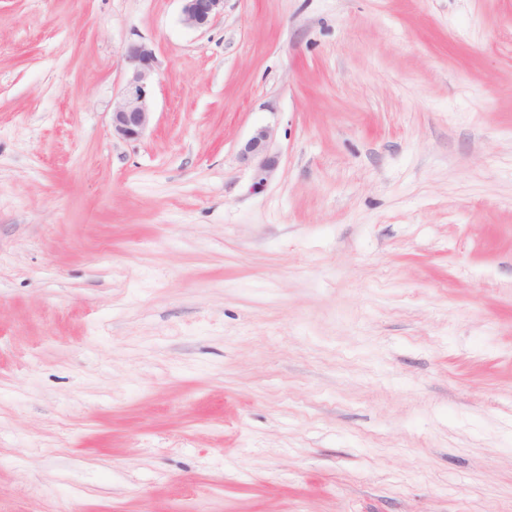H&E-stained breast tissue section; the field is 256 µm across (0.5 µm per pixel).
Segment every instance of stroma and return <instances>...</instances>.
Returning a JSON list of instances; mask_svg holds the SVG:
<instances>
[{
  "instance_id": "35a3bbf8",
  "label": "stroma",
  "mask_w": 512,
  "mask_h": 512,
  "mask_svg": "<svg viewBox=\"0 0 512 512\" xmlns=\"http://www.w3.org/2000/svg\"><path fill=\"white\" fill-rule=\"evenodd\" d=\"M180 16L0 0V512H512V0ZM122 59L127 73L121 95L112 105V135L135 141L153 121L151 90L157 76L155 51L144 41L129 40L122 48ZM273 131L270 127L254 130L240 150V159L255 167L259 183L264 182L278 166V159L269 152Z\"/></svg>"
}]
</instances>
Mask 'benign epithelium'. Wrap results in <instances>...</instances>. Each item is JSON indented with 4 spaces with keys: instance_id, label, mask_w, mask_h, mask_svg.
<instances>
[{
    "instance_id": "7a95c632",
    "label": "benign epithelium",
    "mask_w": 512,
    "mask_h": 512,
    "mask_svg": "<svg viewBox=\"0 0 512 512\" xmlns=\"http://www.w3.org/2000/svg\"><path fill=\"white\" fill-rule=\"evenodd\" d=\"M181 22L192 29L207 26L224 12L225 0H181ZM122 59L127 73L124 88L112 105V136L135 141L151 126L153 112L151 90L156 80L154 49L144 41L130 40L122 48ZM273 131L259 127L246 140L240 150V159L255 167L259 181L264 182L278 166L277 157L269 152Z\"/></svg>"
}]
</instances>
